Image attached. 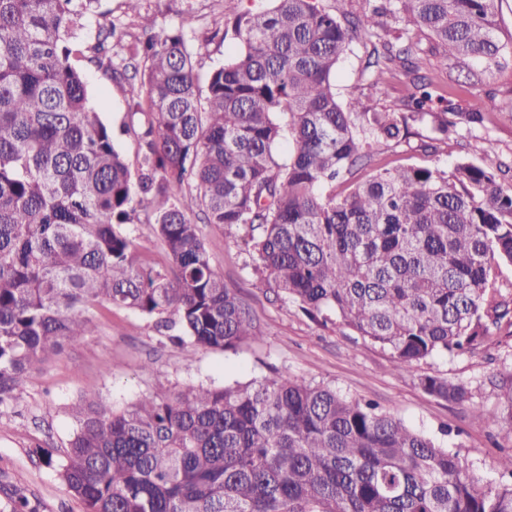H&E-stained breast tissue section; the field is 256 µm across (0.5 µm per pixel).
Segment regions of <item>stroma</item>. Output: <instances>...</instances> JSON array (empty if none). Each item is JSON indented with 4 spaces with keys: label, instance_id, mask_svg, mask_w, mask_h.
<instances>
[{
    "label": "stroma",
    "instance_id": "1",
    "mask_svg": "<svg viewBox=\"0 0 512 512\" xmlns=\"http://www.w3.org/2000/svg\"><path fill=\"white\" fill-rule=\"evenodd\" d=\"M145 7L159 32L173 26L182 11L193 10L197 35L211 38L203 68L223 62L228 45L214 35L220 0H146ZM86 75L92 104L118 131L128 161H135L138 140L122 127L139 123L129 109L138 85L110 82L92 65ZM490 148L504 159L512 158V122L495 120L470 133L449 134L443 142L432 140L429 128L416 124L407 140L385 147L381 161L391 167L449 168L460 159H478ZM202 233L226 286L235 290L253 317L256 338L234 351L194 349L171 342L153 320L132 310L98 308V332L39 365L20 405L0 413V512H10L8 503L17 488L26 492L37 512H85L55 468L64 460L75 430L69 408L83 395L99 396L122 409L147 394L170 395L198 384L221 388L276 376L322 383L376 403L457 453L469 478L498 479L496 462L501 452L512 449V428L479 422L474 413L503 401L498 381L512 372V326L491 328L489 339L473 352L438 355L399 376L391 369L389 351L351 331L323 327L294 303L275 297L246 268L242 237L226 235L211 224L203 225ZM425 374L465 384L471 401L456 404L431 397L419 384ZM47 453L54 466L45 465Z\"/></svg>",
    "mask_w": 512,
    "mask_h": 512
}]
</instances>
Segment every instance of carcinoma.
<instances>
[{"label":"carcinoma","instance_id":"carcinoma-1","mask_svg":"<svg viewBox=\"0 0 512 512\" xmlns=\"http://www.w3.org/2000/svg\"><path fill=\"white\" fill-rule=\"evenodd\" d=\"M99 0H0V409L36 365L97 332L107 303L176 328L195 348L235 350L252 318L210 257L199 224L247 231V267L314 320L390 352L399 374L436 354L481 346L512 325V188L493 149L476 163L377 167L345 194L326 186L374 162L381 146L430 127L472 132L512 100L483 92L509 66L501 0H270L229 14L224 62L203 72L209 38L189 10L161 35L141 0H122L143 36L110 22L78 41ZM380 91L370 112L336 92L350 46ZM465 73L459 87L422 74L425 60ZM84 60L113 82L136 80L139 150L130 168L89 98ZM288 141V158L276 149ZM147 211L146 220L140 212ZM153 225L170 260L144 265L122 226ZM444 401L468 387L423 375ZM506 401L477 419L512 428ZM76 429L59 474L85 512H512V483L478 486L456 454L370 403L302 379L188 386L115 410L96 395L71 407ZM365 97L362 98L363 106L370 112L381 110L383 106L388 105L404 94V86L396 80L388 83L384 93H375L364 90Z\"/></svg>","mask_w":512,"mask_h":512}]
</instances>
